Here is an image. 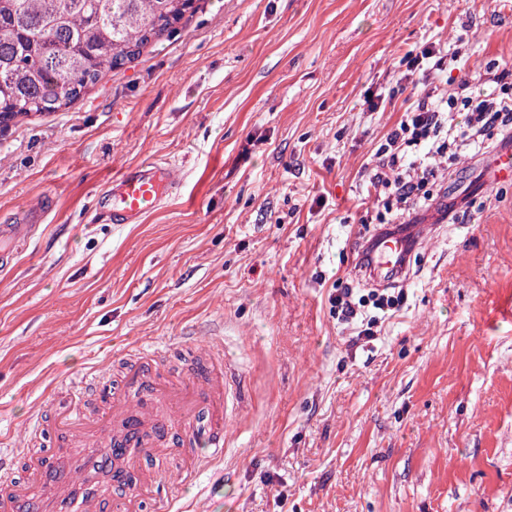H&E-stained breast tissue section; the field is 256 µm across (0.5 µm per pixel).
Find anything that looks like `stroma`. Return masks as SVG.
Masks as SVG:
<instances>
[{
    "instance_id": "obj_1",
    "label": "stroma",
    "mask_w": 512,
    "mask_h": 512,
    "mask_svg": "<svg viewBox=\"0 0 512 512\" xmlns=\"http://www.w3.org/2000/svg\"><path fill=\"white\" fill-rule=\"evenodd\" d=\"M178 30L56 112L0 130V224L45 199L0 273V448L51 418L77 373L123 388L133 348L169 379L222 341L243 390L224 456L142 512H512V182L498 151L431 186L453 212L410 257L404 308L352 342L328 291L375 210L361 177L414 99L408 51L512 63V0H195ZM383 100L367 109L370 96ZM181 181L102 224L104 180L143 161Z\"/></svg>"
}]
</instances>
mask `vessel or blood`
Returning <instances> with one entry per match:
<instances>
[{"instance_id": "1", "label": "vessel or blood", "mask_w": 512, "mask_h": 512, "mask_svg": "<svg viewBox=\"0 0 512 512\" xmlns=\"http://www.w3.org/2000/svg\"><path fill=\"white\" fill-rule=\"evenodd\" d=\"M180 182L170 164L145 161L125 167L114 175L107 189L98 199V207L113 224H131L157 209L166 194L178 190ZM50 208L41 201L30 206L22 223L0 225V271L11 268L24 244L47 219ZM411 248L410 241L402 235L377 237L371 249V275L375 281L393 283L402 262ZM207 376L202 388L209 400L210 427L202 441L205 454L193 457L188 466L173 472L169 481L179 487L193 484L198 472L224 454V435L228 428L229 405L241 399L240 387L228 379V366L222 349L207 345L199 359ZM127 384L163 394L172 406L175 423L187 427L190 414L185 413V399L193 394L194 384L171 385L160 376L154 365L152 353L139 352L130 366ZM107 374L91 371L74 383L67 392V403L54 417L56 431L62 435L82 433L90 435V450L83 468L73 472L59 467L56 458L28 456L23 472H15L0 451V512H112L111 502L96 498H70L63 494L65 486L83 482L89 472L101 466L113 450L106 440L110 422L115 416L130 411L133 399L127 394H115L111 405L104 411L90 414L83 406V396L91 387H108Z\"/></svg>"}]
</instances>
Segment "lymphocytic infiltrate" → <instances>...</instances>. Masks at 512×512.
I'll return each mask as SVG.
<instances>
[{"mask_svg": "<svg viewBox=\"0 0 512 512\" xmlns=\"http://www.w3.org/2000/svg\"><path fill=\"white\" fill-rule=\"evenodd\" d=\"M403 80L423 72L427 84L389 130L385 142L365 169L376 192L377 202L393 213L397 224L409 223L419 209L433 201L428 185L444 174L441 161L456 164L463 148L481 151L489 130H512V97L484 93L486 83L512 77V67L461 78L455 85L442 74L455 70L457 55H443L433 45L408 52ZM328 302L338 320L354 326L356 340H373L386 318L400 311L405 292L393 288H372L360 293L350 282L336 280Z\"/></svg>", "mask_w": 512, "mask_h": 512, "instance_id": "f902f5d3", "label": "lymphocytic infiltrate"}]
</instances>
